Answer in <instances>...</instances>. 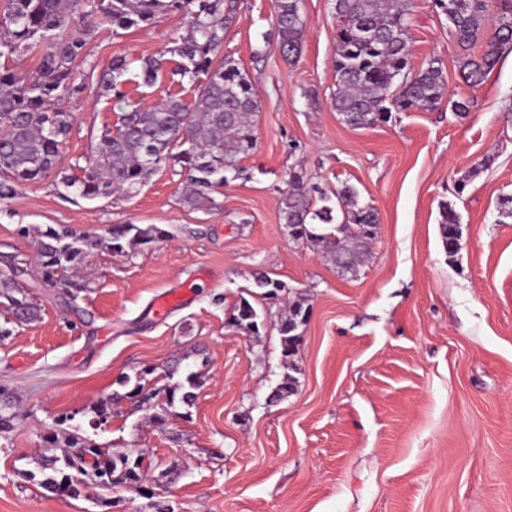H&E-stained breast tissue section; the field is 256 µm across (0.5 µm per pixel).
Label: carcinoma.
Segmentation results:
<instances>
[{
  "label": "carcinoma",
  "mask_w": 512,
  "mask_h": 512,
  "mask_svg": "<svg viewBox=\"0 0 512 512\" xmlns=\"http://www.w3.org/2000/svg\"><path fill=\"white\" fill-rule=\"evenodd\" d=\"M0 24L7 37L0 40V58L28 52L39 54L31 74L21 75L0 66V201L11 198L17 187L53 173L66 192L86 199L110 198L141 186L163 166H179L182 180L179 199L196 207L213 202L211 194L224 185L226 173L236 169L238 159L256 145L255 113L258 103L250 79L238 65L226 60L214 65L224 44V0H4ZM448 20V28L461 49L460 70L466 82L480 83L500 58L512 51V0H497L495 24H489L487 0H434ZM337 47L334 67L336 91L333 106L343 120L360 128L386 121L394 112L434 108L446 90L439 63L430 59L418 68H406L412 55L409 42L410 0H335ZM187 18L186 33L172 41L167 53L180 61L170 70L171 79L198 86L189 105L169 97L150 108L139 105L122 113L119 124L101 133L96 151L85 157L82 176L71 177L58 168L61 149L75 115L58 107L61 99L79 96L94 85L101 97L125 98L122 87L127 61L115 57L102 70L88 62L87 42L92 30L81 25L88 16H99L113 32L150 25L168 14ZM279 49L292 61L300 53L305 21L299 0H274ZM483 49L476 54L477 44ZM166 58L144 61L142 77L152 85ZM284 223L296 229L297 238L324 249L342 269L353 265L348 256L360 253L376 236L377 215L360 202L349 185L328 193L308 184L299 173L289 178L281 201ZM34 234L44 282L67 297L85 288L71 279L88 250L98 241L65 228L25 227ZM439 235L444 251L455 256L461 248L460 216L450 206L440 211ZM162 239L154 225L114 224L112 248L123 242L148 244ZM3 262L13 275H0V299L8 302L13 321L31 323L41 308L17 277L23 274L14 255ZM305 308L299 301L289 305L281 320V354L290 362L298 354ZM258 314L243 298L235 307V323L258 331ZM141 386L121 395L112 394L96 409L97 421L111 416L112 404L136 397ZM65 454L71 473L50 476L43 487L50 492L74 489L83 476L100 487L125 485L134 488L147 480L143 458L114 453L90 438L74 437Z\"/></svg>",
  "instance_id": "1"
}]
</instances>
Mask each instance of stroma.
<instances>
[{
	"instance_id": "stroma-1",
	"label": "stroma",
	"mask_w": 512,
	"mask_h": 512,
	"mask_svg": "<svg viewBox=\"0 0 512 512\" xmlns=\"http://www.w3.org/2000/svg\"><path fill=\"white\" fill-rule=\"evenodd\" d=\"M274 0H224L233 17L218 60L251 79L257 142L209 208L179 201V175L158 170L131 194L64 200L55 177L0 202V258L26 263L21 281L41 306L11 325L0 304V512H512V52L478 85L432 0H411L414 64L438 58L446 91L433 109L395 112L354 128L335 111L333 0H300L298 58L279 51ZM90 62L129 63L125 100L88 88L68 102L76 120L61 168L79 174L94 134L129 105L150 107L197 89L168 72L141 79L143 59L184 34L183 15L112 34L92 20ZM465 101V113L454 110ZM327 192L353 186L379 217L369 255L345 271L294 239L280 214L291 172ZM464 192H457V185ZM461 217L448 256L440 209ZM115 224L155 225L162 240L113 251ZM64 226L98 239L74 271L85 288L65 302L39 272L22 227ZM284 284L261 298L258 278ZM192 298L165 318L153 299ZM258 333L232 319L239 297ZM309 311L295 392L269 403L285 373L280 319L290 300ZM177 374H169L172 365ZM195 373L191 403L154 422L131 382L167 392ZM106 425L91 409L112 393ZM74 433L143 454L149 496L127 488L51 493L42 463Z\"/></svg>"
}]
</instances>
